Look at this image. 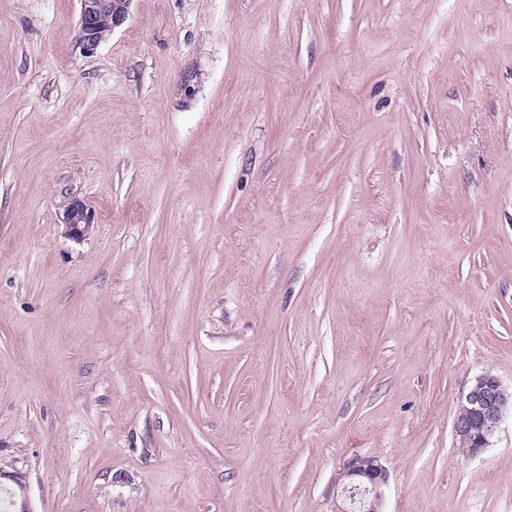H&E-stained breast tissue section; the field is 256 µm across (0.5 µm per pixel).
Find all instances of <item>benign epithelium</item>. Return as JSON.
<instances>
[{
  "label": "benign epithelium",
  "mask_w": 512,
  "mask_h": 512,
  "mask_svg": "<svg viewBox=\"0 0 512 512\" xmlns=\"http://www.w3.org/2000/svg\"><path fill=\"white\" fill-rule=\"evenodd\" d=\"M80 14L75 30V45L84 52L97 49L104 37L103 21L110 29L121 26L128 16L131 0H79ZM94 221L92 210L77 198L68 199L64 210L65 234L82 238ZM512 404V392L491 373L477 377L458 402L453 420L457 442L470 449L469 456L480 454L490 445L495 430ZM388 472L378 459L357 456L349 460L336 479L334 512H383Z\"/></svg>",
  "instance_id": "obj_1"
}]
</instances>
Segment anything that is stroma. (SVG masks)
Segmentation results:
<instances>
[{
  "label": "stroma",
  "mask_w": 512,
  "mask_h": 512,
  "mask_svg": "<svg viewBox=\"0 0 512 512\" xmlns=\"http://www.w3.org/2000/svg\"><path fill=\"white\" fill-rule=\"evenodd\" d=\"M0 0V477L29 512H512V0ZM94 222L79 241L66 196ZM132 0H79L80 14L75 30V45L83 52L97 49L110 36V31L121 26L128 16V8ZM104 20V36L101 28ZM68 198V197H66ZM64 210L65 234L75 240L82 238L93 224L94 214L92 210L77 198H68ZM508 403L512 404V391L509 393L491 373L477 377L463 394L452 429L457 442L470 449L469 456H477L488 448ZM388 472L375 457L349 460L336 479L334 512H384Z\"/></svg>",
  "instance_id": "35a3bbf8"
}]
</instances>
